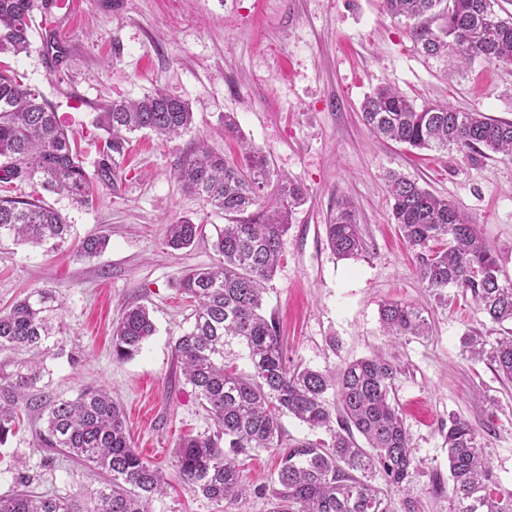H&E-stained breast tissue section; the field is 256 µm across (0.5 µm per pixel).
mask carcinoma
Instances as JSON below:
<instances>
[{"instance_id": "obj_1", "label": "carcinoma", "mask_w": 512, "mask_h": 512, "mask_svg": "<svg viewBox=\"0 0 512 512\" xmlns=\"http://www.w3.org/2000/svg\"><path fill=\"white\" fill-rule=\"evenodd\" d=\"M495 5L497 0H383L390 17L409 21L408 34L425 56L512 65V15L501 16ZM32 13L33 0H0V55L17 56L31 48ZM361 112L375 136L410 148L512 157L511 121L448 104L418 107L391 88L367 96ZM192 124L189 103L161 91L112 101L98 116L106 138L91 175L57 113L1 64L0 242L10 239L46 252L63 246L71 225L39 190L87 206L95 188L117 189L118 160L130 148L128 134L149 131L170 142ZM222 127L224 135L237 139L238 152H215L200 139L171 170L225 220L213 242L217 261L186 270L177 280L193 312L190 328L173 344L174 354L216 429L176 444L179 473L219 505L245 494L239 457L270 449L281 459L269 512H389L388 492L407 490L417 472L402 414L391 397L395 368L379 355L346 361L334 370L288 366L276 323L262 313V293L283 260V237L307 190L298 181L272 175L270 153L244 141L233 115L224 114ZM23 184L33 193L13 195ZM387 193L391 221L412 250L424 287L436 295L458 288L493 323H512V283L500 279L497 256L465 213L400 174L388 175ZM203 234L204 225L185 218L166 225L164 243L183 250ZM326 236L340 259L365 250L356 216L344 202L326 225ZM108 243L103 234L89 235L72 253L77 260L94 257ZM62 308L56 290L34 288L0 311V354H28L13 363V370L0 368V445L37 400L43 420L37 447L77 460L101 478V487L91 509L73 498L35 492L27 461L19 459L12 471L16 490L0 496V512H149L154 498L165 494L166 481L133 448L112 394L87 386L72 399H36L46 373L41 354L56 336L54 322ZM380 324L386 336L429 333L424 309L414 304L386 303ZM155 331L146 307H129L112 326V359L134 358ZM234 340L246 349L247 371L225 361V346ZM464 346L512 383V329L492 340L470 336ZM330 391L334 407L327 399ZM286 415L312 431H328L330 440L284 444L281 419ZM444 438L451 512H512V491L498 487L476 429L452 414ZM377 477L384 486L375 484Z\"/></svg>"}]
</instances>
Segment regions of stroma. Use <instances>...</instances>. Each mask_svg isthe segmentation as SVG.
Masks as SVG:
<instances>
[{"label": "stroma", "mask_w": 512, "mask_h": 512, "mask_svg": "<svg viewBox=\"0 0 512 512\" xmlns=\"http://www.w3.org/2000/svg\"><path fill=\"white\" fill-rule=\"evenodd\" d=\"M38 2L29 53L4 61L74 134L87 172H94L105 136L96 117L112 100L161 90L189 101L194 112L192 132L173 142L132 134L118 190L100 189L92 206L46 194L66 215L73 240L108 236L103 254L76 261L66 249L0 244V308L44 286L64 299L62 333L44 352L45 393L72 398L87 385L112 392L140 457L168 482L150 512H269L266 491L277 479V456L252 454L240 468L246 496L218 505L183 481L174 463L180 437L215 430L172 355L192 313L177 278L212 263L224 218L185 191L171 169L200 138L215 151L233 149L218 132L227 112L249 141L270 152L276 172L308 190L264 295L263 312L279 324L289 365L322 370L377 353L395 368L393 391L418 472L407 491L391 494V512H406L411 500L416 512H449L440 428L452 414L475 427L498 485L512 491V387L488 365L468 360L462 346L469 332L494 337L500 328L458 289L436 295L423 288L389 222L386 193L388 174L399 172L456 204L497 253L502 279L512 281V159L382 142L360 112L367 95L391 87L419 106L447 102L512 120V67L477 59L459 68L425 57L381 0H79L68 24L54 0ZM344 201L366 244L347 260L331 252L325 234ZM187 217L204 225L203 239L186 250L166 248V225ZM388 301L423 307L430 334L384 336L379 311ZM134 305L149 309L156 332L138 356L118 362L112 326ZM331 336L337 348L329 347ZM39 426L30 415L0 446V496L13 490L9 468L19 455L29 458L37 490L91 502L96 478L62 455L43 463Z\"/></svg>", "instance_id": "stroma-1"}]
</instances>
